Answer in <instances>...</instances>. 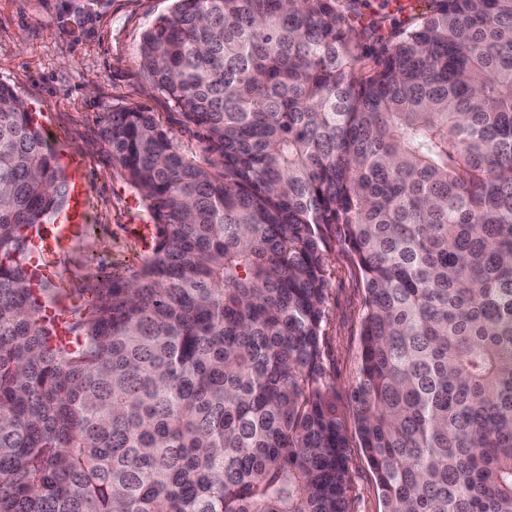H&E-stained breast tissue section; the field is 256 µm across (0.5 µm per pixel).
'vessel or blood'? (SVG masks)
<instances>
[{
	"instance_id": "vessel-or-blood-1",
	"label": "vessel or blood",
	"mask_w": 512,
	"mask_h": 512,
	"mask_svg": "<svg viewBox=\"0 0 512 512\" xmlns=\"http://www.w3.org/2000/svg\"><path fill=\"white\" fill-rule=\"evenodd\" d=\"M73 172L69 185L70 205L61 212L55 222L30 232L32 241V263L39 277L59 279L60 271L55 262V253L61 252L88 219L87 190L84 177L85 161L73 155L68 159Z\"/></svg>"
}]
</instances>
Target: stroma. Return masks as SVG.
Segmentation results:
<instances>
[{
  "label": "stroma",
  "mask_w": 512,
  "mask_h": 512,
  "mask_svg": "<svg viewBox=\"0 0 512 512\" xmlns=\"http://www.w3.org/2000/svg\"><path fill=\"white\" fill-rule=\"evenodd\" d=\"M174 0H0V82L8 84L39 118L58 154L86 160L90 221L58 259L61 274L80 288L113 271L139 267L153 249L139 226L154 219L139 192L112 162L102 137L107 113L140 107L153 112L186 152L198 153L192 127L172 102L150 86L142 66L144 34L169 14ZM408 0H364L351 23L359 31L384 17L382 36L406 26ZM325 317L320 365L330 396L348 406L361 377V325L365 290L343 246L331 243L325 259ZM347 512H383L376 476L349 429Z\"/></svg>",
  "instance_id": "stroma-1"
}]
</instances>
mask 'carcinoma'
Listing matches in <instances>:
<instances>
[{"label": "carcinoma", "instance_id": "obj_1", "mask_svg": "<svg viewBox=\"0 0 512 512\" xmlns=\"http://www.w3.org/2000/svg\"><path fill=\"white\" fill-rule=\"evenodd\" d=\"M360 7L176 0L142 64L200 153L108 113L157 242L84 305L32 295L26 228L69 178L0 83V512H347L333 239L366 290L354 423L383 512H512V0H426L366 71Z\"/></svg>", "mask_w": 512, "mask_h": 512}]
</instances>
